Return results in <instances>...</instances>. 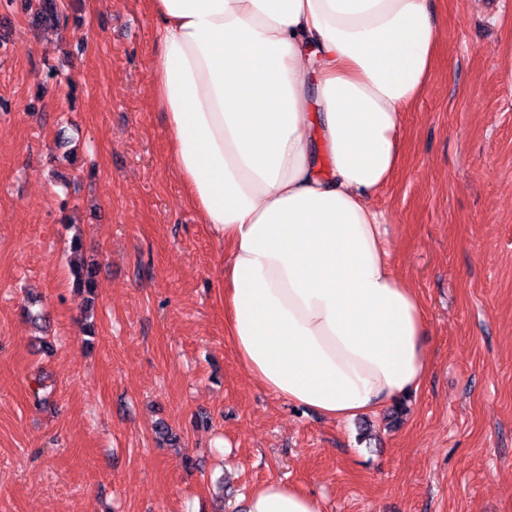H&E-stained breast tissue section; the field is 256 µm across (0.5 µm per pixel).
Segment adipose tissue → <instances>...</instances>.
<instances>
[{
    "label": "adipose tissue",
    "mask_w": 512,
    "mask_h": 512,
    "mask_svg": "<svg viewBox=\"0 0 512 512\" xmlns=\"http://www.w3.org/2000/svg\"><path fill=\"white\" fill-rule=\"evenodd\" d=\"M154 98L201 221L224 239L226 333L277 399L350 421L420 389L426 321L371 204L433 76L426 0H152ZM325 160L315 162L311 143ZM244 512H322L283 482Z\"/></svg>",
    "instance_id": "adipose-tissue-1"
}]
</instances>
